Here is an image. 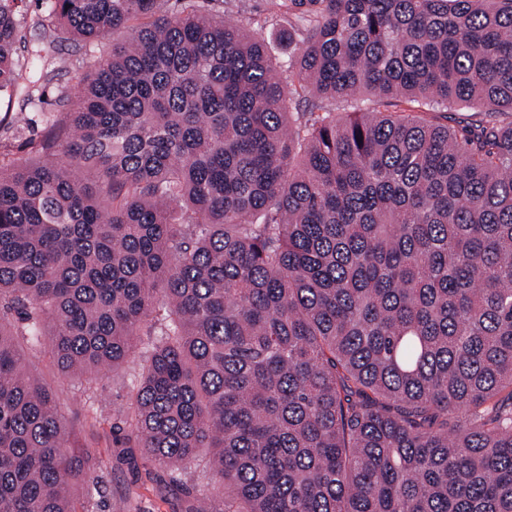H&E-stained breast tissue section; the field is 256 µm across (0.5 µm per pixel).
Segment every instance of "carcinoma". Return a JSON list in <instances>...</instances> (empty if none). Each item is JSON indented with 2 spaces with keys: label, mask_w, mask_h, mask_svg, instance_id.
<instances>
[{
  "label": "carcinoma",
  "mask_w": 512,
  "mask_h": 512,
  "mask_svg": "<svg viewBox=\"0 0 512 512\" xmlns=\"http://www.w3.org/2000/svg\"><path fill=\"white\" fill-rule=\"evenodd\" d=\"M22 2L0 99L36 104ZM312 2L282 66L198 0H44L100 48L50 160L0 166V512L102 469L25 349L98 374L159 310L129 412L152 464L211 449L186 512H512V0ZM359 96L415 114L324 106Z\"/></svg>",
  "instance_id": "cac0c4a2"
}]
</instances>
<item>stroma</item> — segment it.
<instances>
[{"instance_id": "obj_1", "label": "stroma", "mask_w": 512, "mask_h": 512, "mask_svg": "<svg viewBox=\"0 0 512 512\" xmlns=\"http://www.w3.org/2000/svg\"><path fill=\"white\" fill-rule=\"evenodd\" d=\"M277 0H211L210 6L225 17L258 33L280 62L288 60L289 23L306 15L308 0H297L289 10L277 8ZM55 71L46 84L43 103L26 108L18 121L0 125V164L41 161L40 144L52 122L70 111L64 91L76 88L88 71L82 62L83 48L69 41L50 47ZM30 371L49 387L59 403L61 415L71 430L74 450H89L101 457L102 495L96 506L77 499V512H184L186 490L210 483L206 457L185 467L160 468L146 464L144 451L131 433L128 408L133 384L143 361L132 357L87 378L62 377L48 351L27 355Z\"/></svg>"}]
</instances>
